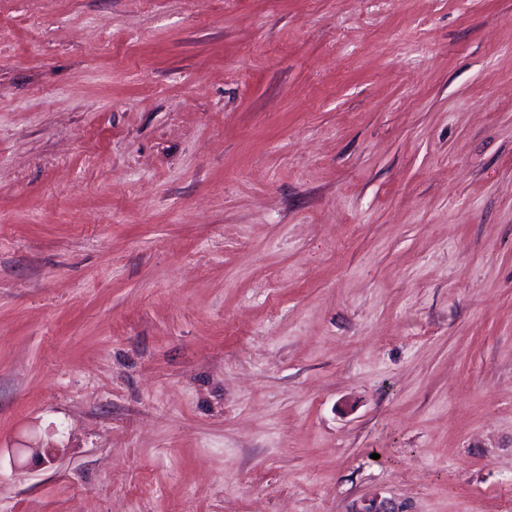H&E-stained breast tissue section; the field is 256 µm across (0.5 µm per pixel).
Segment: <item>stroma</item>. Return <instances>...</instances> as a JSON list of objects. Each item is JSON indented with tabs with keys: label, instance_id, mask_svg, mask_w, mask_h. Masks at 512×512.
<instances>
[{
	"label": "stroma",
	"instance_id": "obj_1",
	"mask_svg": "<svg viewBox=\"0 0 512 512\" xmlns=\"http://www.w3.org/2000/svg\"><path fill=\"white\" fill-rule=\"evenodd\" d=\"M0 512H512V0H0Z\"/></svg>",
	"mask_w": 512,
	"mask_h": 512
}]
</instances>
